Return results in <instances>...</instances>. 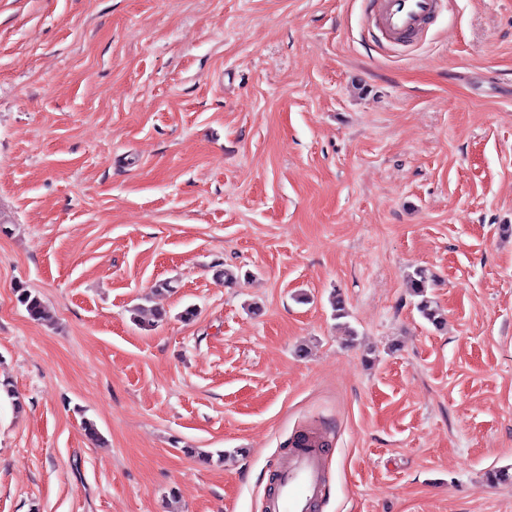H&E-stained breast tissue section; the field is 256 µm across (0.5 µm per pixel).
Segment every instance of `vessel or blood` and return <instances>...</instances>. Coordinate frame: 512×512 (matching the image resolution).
Returning a JSON list of instances; mask_svg holds the SVG:
<instances>
[{
    "mask_svg": "<svg viewBox=\"0 0 512 512\" xmlns=\"http://www.w3.org/2000/svg\"><path fill=\"white\" fill-rule=\"evenodd\" d=\"M374 28L389 43L417 36L440 7L441 0H369ZM322 438L291 449L277 471L271 512H312L327 486Z\"/></svg>",
    "mask_w": 512,
    "mask_h": 512,
    "instance_id": "obj_1",
    "label": "vessel or blood"
}]
</instances>
